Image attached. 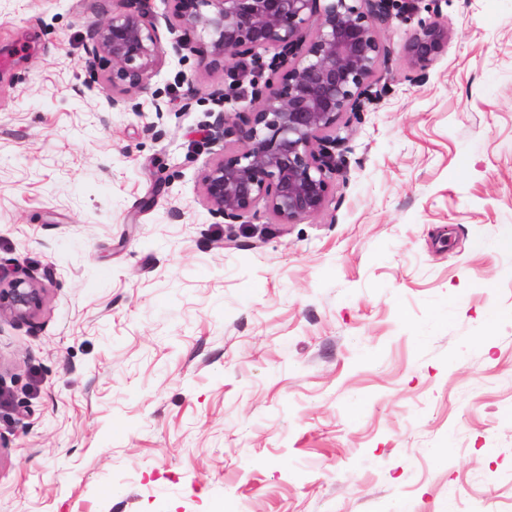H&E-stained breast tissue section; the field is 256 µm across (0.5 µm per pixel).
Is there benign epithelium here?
I'll use <instances>...</instances> for the list:
<instances>
[{
  "instance_id": "1",
  "label": "benign epithelium",
  "mask_w": 512,
  "mask_h": 512,
  "mask_svg": "<svg viewBox=\"0 0 512 512\" xmlns=\"http://www.w3.org/2000/svg\"><path fill=\"white\" fill-rule=\"evenodd\" d=\"M126 10L92 25L87 53L112 67L102 84L112 108H136L130 93L162 63L149 0H124ZM176 26L209 36L203 51L211 68L251 60L248 104L234 116L218 113L208 138L222 145L202 176L204 199L215 217L238 221L260 201L279 224L319 213L336 173L341 115H353L380 97L376 74L388 61L378 26L392 19L395 0H170ZM448 23L418 22L405 44L413 79L448 49ZM274 51L264 60L261 51ZM44 289L31 279L0 276V316L17 320L43 307Z\"/></svg>"
}]
</instances>
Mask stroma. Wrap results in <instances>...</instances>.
<instances>
[{
  "mask_svg": "<svg viewBox=\"0 0 512 512\" xmlns=\"http://www.w3.org/2000/svg\"><path fill=\"white\" fill-rule=\"evenodd\" d=\"M122 0H0V512H512V0H417L320 213L213 217L214 95L164 52L118 112L92 26ZM440 15L447 52L403 47ZM448 23L434 16L420 20L405 44V56L415 72L412 80H422L426 70L448 49ZM44 288L31 279L2 277L0 271V319L10 315L17 320L35 316L43 307Z\"/></svg>",
  "mask_w": 512,
  "mask_h": 512,
  "instance_id": "obj_1",
  "label": "stroma"
}]
</instances>
